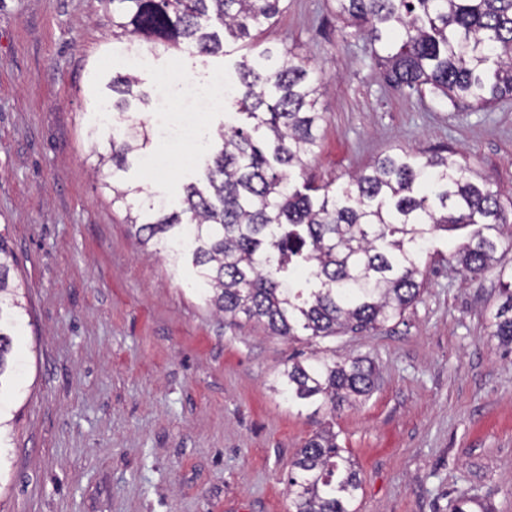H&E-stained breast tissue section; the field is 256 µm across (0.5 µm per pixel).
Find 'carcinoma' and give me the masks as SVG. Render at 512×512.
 I'll use <instances>...</instances> for the list:
<instances>
[{
	"label": "carcinoma",
	"instance_id": "cac0c4a2",
	"mask_svg": "<svg viewBox=\"0 0 512 512\" xmlns=\"http://www.w3.org/2000/svg\"><path fill=\"white\" fill-rule=\"evenodd\" d=\"M112 36L140 51L182 44L201 57L241 53L224 78L220 147L176 208L139 201L122 174L149 142L143 123L90 130L105 141L96 170L112 163L103 186L121 203L138 242L173 260L191 255L205 301L226 319L244 314L274 336L295 339L376 330L403 317L424 287L429 244L440 232L476 226L452 254L470 279L501 265L512 195L494 190L466 160L399 149L339 189L293 173L318 145L322 80L298 53L263 47L252 32L272 24L284 0H108ZM347 34L359 37L391 86L448 109H488L512 100V0H333ZM130 73L105 84L112 109L149 105ZM250 120L233 125L236 116ZM8 240L0 234V389L15 367L23 305L11 284ZM494 318L499 345L512 349V282ZM378 379L367 357L313 355L285 365L273 390L290 405L335 411L366 400ZM337 435L324 429L291 464L295 512H358L362 481Z\"/></svg>",
	"mask_w": 512,
	"mask_h": 512
}]
</instances>
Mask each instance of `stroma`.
<instances>
[{
    "mask_svg": "<svg viewBox=\"0 0 512 512\" xmlns=\"http://www.w3.org/2000/svg\"><path fill=\"white\" fill-rule=\"evenodd\" d=\"M261 41L308 59L324 118L308 159L317 181L403 148L456 152L492 188L512 190V101L488 111L418 104L386 84L364 41L344 38L328 0H285ZM107 0H0V234L21 281V375L0 391L11 422L0 450V512H295L286 490L299 448L332 426L362 480L358 512H453L471 488L512 512V353L492 338L497 269L471 282L436 236L419 299L404 316L313 343L216 315L190 259L143 250L96 173L88 133L115 56ZM140 73L154 131L126 183L176 197L183 162L224 115L206 79L227 57L155 49ZM374 361L368 400L336 412L291 407L271 389L311 350Z\"/></svg>",
    "mask_w": 512,
    "mask_h": 512,
    "instance_id": "1",
    "label": "stroma"
}]
</instances>
